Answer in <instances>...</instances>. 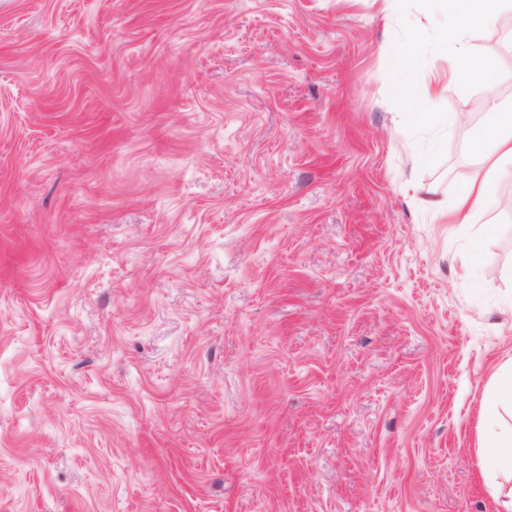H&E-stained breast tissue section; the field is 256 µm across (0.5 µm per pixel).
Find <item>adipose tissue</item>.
<instances>
[{
    "instance_id": "obj_1",
    "label": "adipose tissue",
    "mask_w": 512,
    "mask_h": 512,
    "mask_svg": "<svg viewBox=\"0 0 512 512\" xmlns=\"http://www.w3.org/2000/svg\"><path fill=\"white\" fill-rule=\"evenodd\" d=\"M465 6L448 19V41H455L472 30H492L499 23L503 6L512 0H464ZM501 74L490 58L467 63L457 72L460 83H478L489 91V124L473 129L470 146L478 162L452 205L433 203V210L452 224H466L491 201L498 178L512 166V106L503 104L493 89ZM512 411V360L500 368L492 391V408L481 418L485 444L481 454L483 471L492 474L512 472V428H506L502 415Z\"/></svg>"
}]
</instances>
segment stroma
I'll list each match as a JSON object with an SVG mask.
<instances>
[{"instance_id": "obj_1", "label": "stroma", "mask_w": 512, "mask_h": 512, "mask_svg": "<svg viewBox=\"0 0 512 512\" xmlns=\"http://www.w3.org/2000/svg\"><path fill=\"white\" fill-rule=\"evenodd\" d=\"M422 10L0 0V512H504L512 174L468 225L420 205L487 120L454 83L404 119ZM446 26L410 82L491 57L512 100V11ZM427 28L428 27L420 20L413 22L406 41L393 53L394 63L401 76L392 86V92L396 98L405 102H412L407 112L403 113L418 123L424 122L427 117V113L419 108V104L423 101H429L430 99L438 97L447 88V85L439 78L432 77L425 88L423 97L416 99V95L408 84V81L402 78V74L412 67L417 55L424 48ZM512 413V359L496 375L492 391V408L481 418L485 444L481 454L482 470L512 477V428H506L501 412Z\"/></svg>"}]
</instances>
